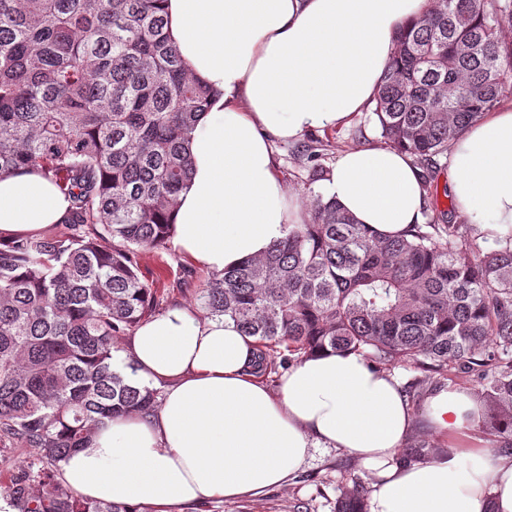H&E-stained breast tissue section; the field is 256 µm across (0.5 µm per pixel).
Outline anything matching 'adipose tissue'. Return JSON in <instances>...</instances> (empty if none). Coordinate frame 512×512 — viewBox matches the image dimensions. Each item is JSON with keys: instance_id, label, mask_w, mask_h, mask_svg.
Listing matches in <instances>:
<instances>
[{"instance_id": "adipose-tissue-1", "label": "adipose tissue", "mask_w": 512, "mask_h": 512, "mask_svg": "<svg viewBox=\"0 0 512 512\" xmlns=\"http://www.w3.org/2000/svg\"><path fill=\"white\" fill-rule=\"evenodd\" d=\"M431 0H166L168 31L189 72L216 96L191 134L193 176L175 207L174 245L213 272L261 258L301 210L272 140L347 123L370 105L401 29ZM449 190L490 238L512 234V106L449 150ZM369 233L420 223L419 166L408 153L351 147L322 182ZM70 203L35 171L0 179V239L43 236ZM252 337L224 316L175 305L140 324L112 367L160 391L147 414L97 426L62 463L61 482L92 501L172 512L235 501L287 483L315 448H338L373 472L370 512H512V459L476 432L465 391L428 400L445 436L433 459L400 458L415 426L400 379L358 352H319L269 386Z\"/></svg>"}]
</instances>
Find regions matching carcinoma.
Segmentation results:
<instances>
[{"instance_id": "obj_1", "label": "carcinoma", "mask_w": 512, "mask_h": 512, "mask_svg": "<svg viewBox=\"0 0 512 512\" xmlns=\"http://www.w3.org/2000/svg\"><path fill=\"white\" fill-rule=\"evenodd\" d=\"M163 3L0 0V178L37 169L70 201L68 233L0 240V447L29 450L0 491L17 512H150L89 502L59 471L103 420L158 403L113 353L160 305L138 252L173 237L187 143L216 96L186 71ZM506 24L512 0H444L404 27L375 102L383 138L430 166L448 154L512 82ZM487 241L477 224L376 238L314 194L263 257L214 274L196 302L255 337L262 375L327 348L417 372L409 399L470 373L483 427L512 450V236ZM336 512H367L361 483Z\"/></svg>"}]
</instances>
